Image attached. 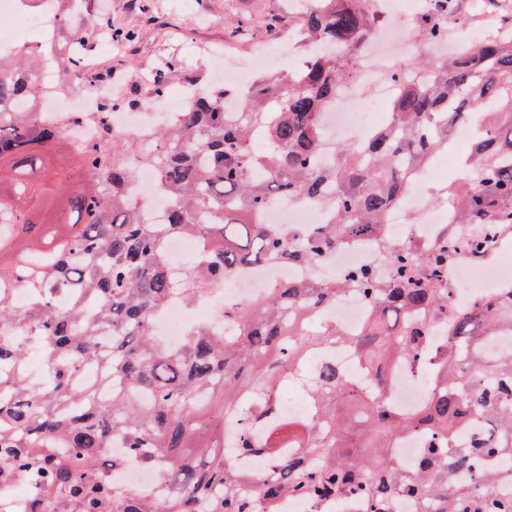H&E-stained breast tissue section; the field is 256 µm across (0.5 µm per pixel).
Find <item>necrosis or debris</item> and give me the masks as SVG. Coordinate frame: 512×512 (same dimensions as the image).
Here are the masks:
<instances>
[{"label":"necrosis or debris","instance_id":"obj_1","mask_svg":"<svg viewBox=\"0 0 512 512\" xmlns=\"http://www.w3.org/2000/svg\"><path fill=\"white\" fill-rule=\"evenodd\" d=\"M428 7V0H420L417 10L410 13L398 10L396 0H381L387 23L379 33L377 47L362 54L353 77L339 87L334 100L325 109L324 129L329 133V143L359 141L385 119L384 106L391 101L395 92L393 74L416 46L410 29L420 23ZM0 15L9 21L8 26L0 30L1 52L12 53L25 48L27 42L24 35L32 28L41 33L38 46L42 51L54 49L52 7L35 13L27 10L24 0H0ZM36 80L46 91L40 119L59 121L67 139L74 145L96 142V124L74 121L73 116L78 112L98 111L104 98L111 95V85L102 84L97 89L88 90L82 77H75L71 81L72 88L85 90L81 98L75 99L70 90L58 91L55 72H39ZM367 89L372 90L374 96L366 104L362 101V94ZM186 102L187 97L182 93L173 98H150L139 111L111 113L110 122L116 131L131 130L146 138L160 121L169 122L178 117ZM428 180V175L419 176L404 203L389 213L388 222L394 242L422 243L436 239L437 230L445 222L447 212L443 209L432 210L425 202L423 192ZM132 191L145 204L147 223H164L170 202L160 190L151 170H140ZM263 221L267 224H321L325 217L314 203L278 199L265 210ZM491 240L486 255L475 258L461 251L449 266L448 285L453 291L448 305L449 315L459 312L464 299L499 297L506 295L508 288L512 287V279L499 271L500 261L507 247L512 245V226H495ZM356 267H366L374 270L378 276H387L390 261L385 244L372 239L361 240L338 246L327 259L313 265L269 264L235 274L225 280L223 288L206 297L202 307L216 318L221 315L225 305L250 301L266 293L272 284L330 277L341 280ZM322 315L330 323L336 324L342 333L353 334L365 328L372 315V306L355 289L349 288L338 294L333 303L323 307ZM391 376L393 386L384 395V402L404 414L413 413L428 402L432 388L426 376L398 365L392 366Z\"/></svg>","mask_w":512,"mask_h":512}]
</instances>
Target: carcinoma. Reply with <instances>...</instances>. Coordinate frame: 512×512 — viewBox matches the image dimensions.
I'll use <instances>...</instances> for the list:
<instances>
[{"instance_id":"1","label":"carcinoma","mask_w":512,"mask_h":512,"mask_svg":"<svg viewBox=\"0 0 512 512\" xmlns=\"http://www.w3.org/2000/svg\"><path fill=\"white\" fill-rule=\"evenodd\" d=\"M52 2L61 45L73 46L57 56L64 69L82 68L101 28L118 43L139 39L88 5L77 24L73 9ZM377 2L317 0L295 34L303 65L236 90L237 116L224 112L228 90L208 86L147 144L112 131L114 107L139 104L115 98L92 115L100 143L75 146L72 155L61 128L36 117L42 56L0 55V492L27 487L24 512H285L291 497L357 499L367 512H388L396 495L433 501L435 512H512V499L491 492L512 464V438L450 448L469 412L512 435V349L488 361L482 352L485 338L512 325V299L485 301L449 322L447 347L437 352L441 376L418 413L376 402L392 363L419 368L427 358L430 326L448 316L446 274L458 248L477 256L487 248L481 233L459 242L456 225H512V36L477 33L460 54L402 63L391 122L328 153L323 110L385 22ZM487 7L512 32V8L503 0ZM453 13L462 14L461 0H431L411 34L446 39ZM180 69L178 59L165 63L154 96ZM463 125L474 129L471 162L435 195L450 222L436 244L396 245L387 279L358 268L343 281L281 282L225 309L229 331L197 323L178 344L154 332L153 318L174 293L191 302L247 268L313 263L349 241L385 240L386 211ZM144 164L171 202L163 224L145 223L144 204L129 190ZM284 197L319 203L326 223H262L268 205ZM28 199L39 206L24 213ZM183 235L201 242L202 259L174 288L166 243ZM15 282L32 292L22 310L5 289ZM347 285L374 303L370 324L355 336L328 324L311 331V314ZM338 344L363 366L368 387L354 389L327 361L307 388L314 418L279 417L281 385ZM33 351L44 383L30 376ZM344 402L349 420L337 412ZM231 422V440L187 450L198 430L223 432ZM418 429L431 437L416 469L402 474L393 440ZM110 441L115 455L103 451ZM239 458L260 459L265 469H243ZM492 461L503 471L482 469ZM126 462L162 467L168 495L118 489L113 472ZM450 468L480 483L451 489Z\"/></svg>"}]
</instances>
